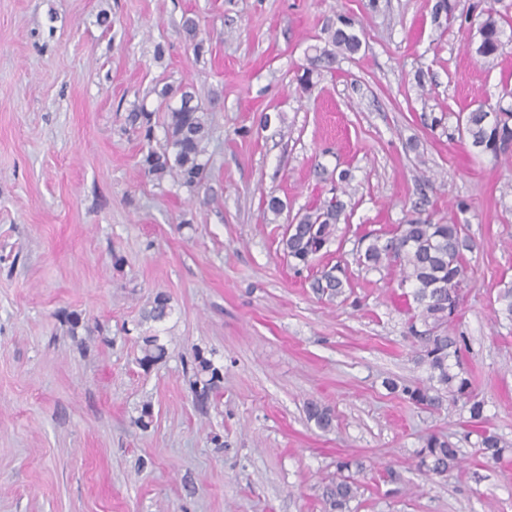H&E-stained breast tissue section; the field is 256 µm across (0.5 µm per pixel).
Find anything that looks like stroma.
<instances>
[{
  "instance_id": "stroma-1",
  "label": "stroma",
  "mask_w": 512,
  "mask_h": 512,
  "mask_svg": "<svg viewBox=\"0 0 512 512\" xmlns=\"http://www.w3.org/2000/svg\"><path fill=\"white\" fill-rule=\"evenodd\" d=\"M434 3L0 0V512H325L340 458L364 464L352 512H512V454L483 459L476 435L512 446V320L498 312L512 160L455 131L457 113L512 88V39L487 66L476 31L434 25ZM341 13L362 26L360 52L298 92L306 49ZM166 84L214 103L196 195L145 175L125 128L144 103L164 143ZM341 170L349 220L295 270L286 226ZM269 195L281 215L264 213ZM417 208L471 241L454 328L478 421L385 385L428 381L408 334L416 304L397 264L359 265V239ZM335 265L347 284L330 300L309 277ZM159 295L170 314L147 320ZM152 335L166 354L146 367ZM198 350L222 372L203 403ZM312 400L330 431L308 421ZM430 433L460 450L447 476L417 464Z\"/></svg>"
}]
</instances>
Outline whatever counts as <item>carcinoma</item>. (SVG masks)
<instances>
[{
    "mask_svg": "<svg viewBox=\"0 0 512 512\" xmlns=\"http://www.w3.org/2000/svg\"><path fill=\"white\" fill-rule=\"evenodd\" d=\"M432 19L439 26L452 25L457 19L452 0H436ZM464 21L477 25L476 55L486 63H492L502 48L504 18L488 0H477L473 13L465 16ZM183 30L194 53L202 55L206 41L199 37L196 22L186 19ZM361 46L355 19L338 15L336 24L327 28L325 45L309 48L302 74L296 77L299 89L309 91L313 77L332 70L338 57L357 54ZM161 96L178 99L177 106L168 108L166 144L161 150L151 145L153 112L140 105L126 116L129 129L146 141L142 169L145 175L158 181L169 177L189 192L197 193L206 186L210 176L205 160L212 138L207 109L196 92L186 86H167L162 89ZM456 130L459 139L479 153L495 159L512 155V105L480 104L468 112H460ZM346 209L347 203L334 194L288 225L290 232L283 237L282 243L295 265L309 267L313 256L335 239L337 224L347 220ZM364 240L367 244L360 251L359 264L376 269L396 260L400 267V285L409 284L414 288L413 297L417 303L418 312L411 318L409 332L421 343L417 361L427 367L429 384L400 386L391 382L390 388L400 391L409 402L430 409L439 408L446 397L454 402L462 401L469 405L470 419L480 420L483 403L476 399L471 379L462 370L453 371L450 364V359H459L464 342V337L452 336L448 331L450 322L458 315L459 288L467 280L464 251L469 249V243L461 225L435 223L431 217L418 212L393 229L368 234ZM311 288L316 294L331 299L344 293L343 280L332 269L314 275ZM143 342L141 363L149 364L164 356L165 347L158 342V337L147 336ZM194 360L196 374H210L204 388L211 389L221 378V370L199 351ZM306 412L308 419L319 429L328 431L332 428L333 416L327 407L312 401ZM478 448L482 456L491 461L502 459L509 450L507 443L486 430L479 435ZM417 456L420 467L438 476L447 475L460 463L459 449L437 435L425 438ZM353 466L359 472L363 470L360 462L337 460L339 476L323 488L328 512H349L350 503L357 498L360 484L348 474Z\"/></svg>",
    "mask_w": 512,
    "mask_h": 512,
    "instance_id": "1",
    "label": "carcinoma"
}]
</instances>
